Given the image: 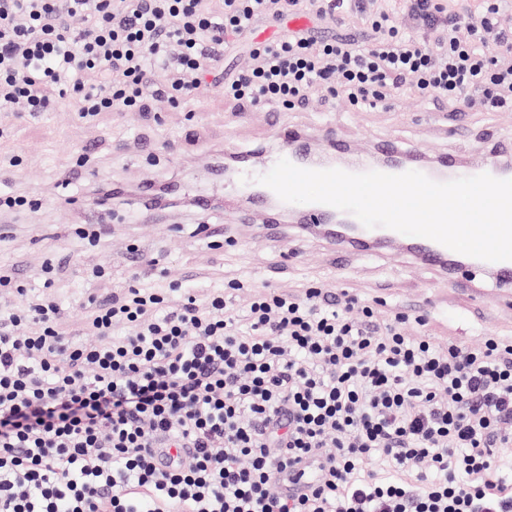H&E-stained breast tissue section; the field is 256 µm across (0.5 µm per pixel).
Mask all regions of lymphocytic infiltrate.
<instances>
[{"mask_svg":"<svg viewBox=\"0 0 512 512\" xmlns=\"http://www.w3.org/2000/svg\"><path fill=\"white\" fill-rule=\"evenodd\" d=\"M315 25L257 39L299 13ZM497 0H0V112L85 121L210 81L283 111L310 93L357 108L401 91L512 110ZM244 62L224 70V53ZM167 71L166 81L156 79ZM0 268V512H512V338L440 347L425 319L321 283L231 279L205 297L144 265L90 298L91 344L48 294ZM173 448L168 471L154 460ZM295 478L302 491L276 486Z\"/></svg>","mask_w":512,"mask_h":512,"instance_id":"obj_1","label":"lymphocytic infiltrate"}]
</instances>
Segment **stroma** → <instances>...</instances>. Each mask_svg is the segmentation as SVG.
Returning <instances> with one entry per match:
<instances>
[{"label": "stroma", "mask_w": 512, "mask_h": 512, "mask_svg": "<svg viewBox=\"0 0 512 512\" xmlns=\"http://www.w3.org/2000/svg\"><path fill=\"white\" fill-rule=\"evenodd\" d=\"M280 122L309 132L329 127L364 152L389 135L415 155L431 159L451 149L464 161L486 152L492 135H512V112L478 109L468 117L471 135L449 138L452 117L446 102L434 94H400L373 112L354 109L341 99L315 98L302 109L281 113ZM0 124L10 129L0 149L20 159L19 166L0 169V188L27 191L48 202L36 212L10 218L12 232L0 241V266L31 277L45 259H54L58 277L51 295L64 312V329L76 340L86 338L89 298L109 297L124 288L130 265L126 247L131 243L144 257L156 259L155 277L164 283L220 288L228 277L257 284L266 276L274 287L294 292L320 280L379 301L384 315L422 306L427 330L441 345H475L487 333L512 335V295L474 298L450 290L436 270L402 251L351 255L340 273L330 242L320 237L299 234L288 224L277 249L256 237L250 225H232L225 208L228 192L211 180L209 162L272 142L273 133L263 110L225 99L223 88L208 87L179 109L151 100L142 111L103 112L87 122L63 107L36 116L6 112L0 114ZM85 147L92 152L87 182L121 186L127 200L118 210L119 220L109 223L107 237L89 250L80 249L74 236L77 226L96 219L88 195L79 184L59 179L61 172L73 169ZM174 181L184 183L185 198L209 194L215 209L202 216L185 207L139 219L132 204L141 185ZM202 223L229 225L228 239L213 245L208 235L195 232V225ZM89 264L106 266L110 278L86 280L82 269Z\"/></svg>", "instance_id": "obj_1"}]
</instances>
